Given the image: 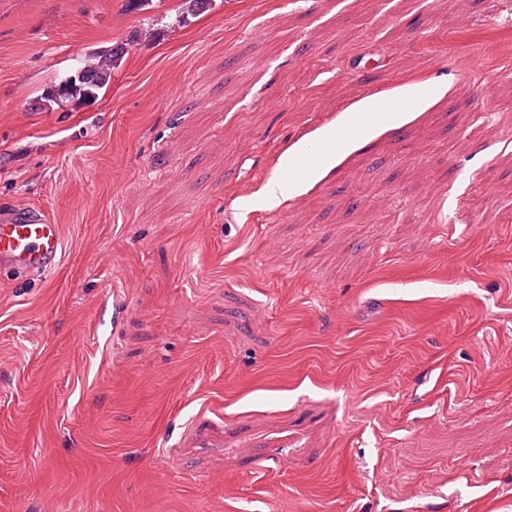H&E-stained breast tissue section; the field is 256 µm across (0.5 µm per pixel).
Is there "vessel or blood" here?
<instances>
[{"instance_id":"vessel-or-blood-1","label":"vessel or blood","mask_w":512,"mask_h":512,"mask_svg":"<svg viewBox=\"0 0 512 512\" xmlns=\"http://www.w3.org/2000/svg\"><path fill=\"white\" fill-rule=\"evenodd\" d=\"M62 230L46 211L20 204L0 213V270L14 276H39L54 270L62 256Z\"/></svg>"}]
</instances>
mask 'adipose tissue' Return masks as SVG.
Returning a JSON list of instances; mask_svg holds the SVG:
<instances>
[{
    "instance_id": "obj_1",
    "label": "adipose tissue",
    "mask_w": 512,
    "mask_h": 512,
    "mask_svg": "<svg viewBox=\"0 0 512 512\" xmlns=\"http://www.w3.org/2000/svg\"><path fill=\"white\" fill-rule=\"evenodd\" d=\"M436 96V90L427 86L405 92L391 100L365 98L357 108L363 116L361 124L343 123L319 130V151H312L304 143L287 149L288 164L297 171V178L290 181L278 176L270 178L258 191L257 202L271 208L281 205L318 180L335 165L340 156L352 151L366 130L385 121L398 122L400 113L418 111L427 100Z\"/></svg>"
}]
</instances>
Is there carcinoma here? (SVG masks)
<instances>
[{"mask_svg": "<svg viewBox=\"0 0 512 512\" xmlns=\"http://www.w3.org/2000/svg\"><path fill=\"white\" fill-rule=\"evenodd\" d=\"M125 48L99 47L84 55L78 65L59 83L47 90L41 98V106L52 110L54 106H79L99 97L112 80V72L120 67Z\"/></svg>", "mask_w": 512, "mask_h": 512, "instance_id": "carcinoma-1", "label": "carcinoma"}]
</instances>
